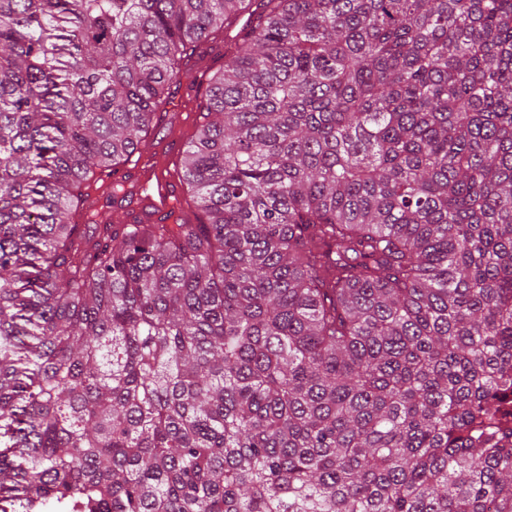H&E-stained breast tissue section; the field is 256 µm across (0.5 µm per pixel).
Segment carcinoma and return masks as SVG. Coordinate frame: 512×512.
Segmentation results:
<instances>
[{
	"label": "carcinoma",
	"mask_w": 512,
	"mask_h": 512,
	"mask_svg": "<svg viewBox=\"0 0 512 512\" xmlns=\"http://www.w3.org/2000/svg\"><path fill=\"white\" fill-rule=\"evenodd\" d=\"M507 395L512 0H0V512H512ZM222 40L223 41L217 44L205 60L198 65L200 74L204 73V75H206V81H204L202 85H197L196 87L191 88L185 81H182L180 85L177 83L171 86V94L169 95L166 104L157 111L154 118L153 124L155 127L151 139L149 142L141 146V148L145 149H158L157 157L161 163H164V150H162V148L169 140L179 139L182 143V150L179 156L180 177L182 174V157L185 154L187 147L194 139V135L201 125L200 120L202 118H199V120L197 118L193 124H186L184 121L186 115L182 114L183 112H178V108L186 105L191 106L196 110L198 109L197 105L205 95L207 80L224 62V55L222 56V49L224 51V39ZM176 113H181V116H178ZM175 114L177 115V119L176 121L174 119L171 123V117H175ZM178 149L179 145L176 142H170L167 144L168 155H175L178 152ZM150 180V177H146L139 182L138 195L143 198L145 206L152 207L157 210V213L146 218L147 222H155L160 215L174 208L178 195L167 184V181L162 178H157L155 186L150 185ZM144 190L147 191V195L145 197L141 195ZM155 196L158 199H155Z\"/></svg>",
	"instance_id": "obj_1"
}]
</instances>
